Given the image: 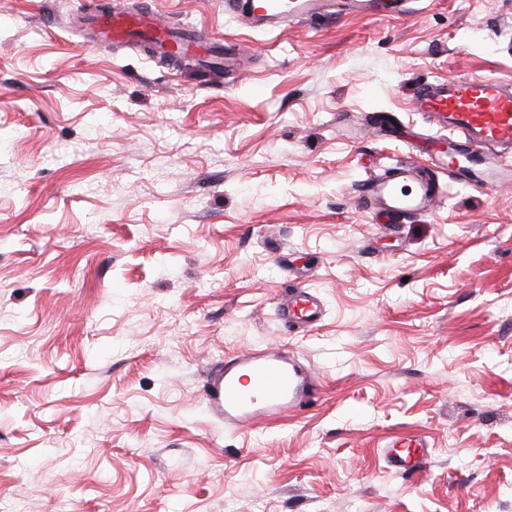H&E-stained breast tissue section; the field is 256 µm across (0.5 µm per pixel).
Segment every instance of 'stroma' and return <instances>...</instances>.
<instances>
[{
  "instance_id": "1",
  "label": "stroma",
  "mask_w": 512,
  "mask_h": 512,
  "mask_svg": "<svg viewBox=\"0 0 512 512\" xmlns=\"http://www.w3.org/2000/svg\"><path fill=\"white\" fill-rule=\"evenodd\" d=\"M85 0H0V512H512V186L444 181L388 231L374 168L446 167L414 95L512 84V0L253 31L147 0L253 59L230 77L90 44ZM292 288L322 322L282 324ZM299 354L301 414L225 427L207 372ZM418 432L424 469L385 444Z\"/></svg>"
}]
</instances>
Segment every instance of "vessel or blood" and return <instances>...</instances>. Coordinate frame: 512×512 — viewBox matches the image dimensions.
<instances>
[{
	"label": "vessel or blood",
	"instance_id": "1",
	"mask_svg": "<svg viewBox=\"0 0 512 512\" xmlns=\"http://www.w3.org/2000/svg\"><path fill=\"white\" fill-rule=\"evenodd\" d=\"M409 0H224V11L242 26L275 31L333 13L368 11L403 15ZM89 16L102 42L137 40L147 57L162 55L173 43L184 52L201 50L200 42L176 34L159 24L148 7L102 10L92 5ZM416 109L454 137L450 152L465 155L468 163L449 169L448 177L471 188L512 185V164L492 155V148H512V85L490 78L437 79L420 86ZM439 191L438 177L421 175L411 165H397L368 178L358 189L360 208L387 218L389 224L424 215ZM323 316L319 297L304 288L289 291L278 309L288 326H314ZM317 392L315 373L297 356L274 346L225 359L204 383L203 400L209 413L231 428L275 419L305 410ZM385 457L401 472L422 469L428 443L418 435H405L387 444Z\"/></svg>",
	"mask_w": 512,
	"mask_h": 512
}]
</instances>
